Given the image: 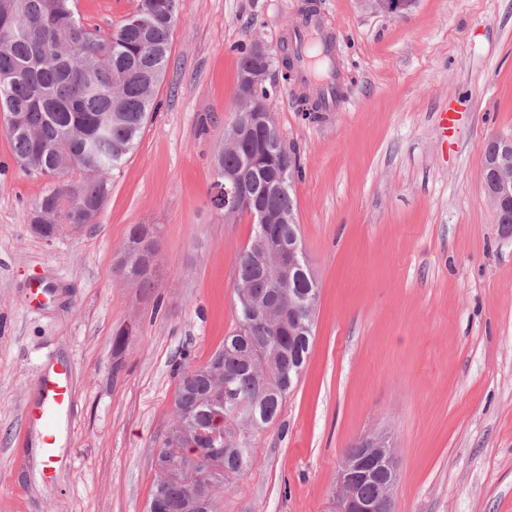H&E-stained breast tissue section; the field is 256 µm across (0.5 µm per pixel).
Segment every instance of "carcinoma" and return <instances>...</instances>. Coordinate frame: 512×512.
Here are the masks:
<instances>
[{"label":"carcinoma","instance_id":"1","mask_svg":"<svg viewBox=\"0 0 512 512\" xmlns=\"http://www.w3.org/2000/svg\"><path fill=\"white\" fill-rule=\"evenodd\" d=\"M178 0H138L136 10L104 32L82 22L75 0H0V112L16 159L41 174L69 164L68 179L37 201L35 224L87 223L88 211L108 199L109 173L133 152L155 108L171 49ZM264 133L234 147H219L216 159L227 174L258 156L255 179L284 177L281 191L263 199L274 214L297 211L292 184L296 150L280 143L260 154ZM267 230L253 225L236 259V323L206 361L178 365L174 393L175 430L198 441L196 428L224 418L223 469L216 483L248 471L257 460L252 433L279 416L310 358L311 317L319 300L309 265L292 280L266 274ZM159 249L154 228L136 224L117 263L139 288L153 284L148 256ZM185 483L153 485L155 512H175L189 496Z\"/></svg>","mask_w":512,"mask_h":512}]
</instances>
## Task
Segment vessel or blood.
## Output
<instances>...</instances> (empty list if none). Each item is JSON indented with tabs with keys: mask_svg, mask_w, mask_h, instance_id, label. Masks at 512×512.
I'll list each match as a JSON object with an SVG mask.
<instances>
[{
	"mask_svg": "<svg viewBox=\"0 0 512 512\" xmlns=\"http://www.w3.org/2000/svg\"><path fill=\"white\" fill-rule=\"evenodd\" d=\"M299 56L295 61L297 78L313 95L322 98L326 110H336L341 99L338 74L319 80L310 66L311 59L335 63L336 30L321 13L304 15L301 24L291 35ZM37 397L30 409L29 419L39 431L40 448L47 463H54L56 443L61 422L68 417L73 402L68 368L51 363L39 374Z\"/></svg>",
	"mask_w": 512,
	"mask_h": 512,
	"instance_id": "1",
	"label": "vessel or blood"
}]
</instances>
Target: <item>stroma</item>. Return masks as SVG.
I'll list each match as a JSON object with an SVG mask.
<instances>
[{"mask_svg":"<svg viewBox=\"0 0 512 512\" xmlns=\"http://www.w3.org/2000/svg\"><path fill=\"white\" fill-rule=\"evenodd\" d=\"M314 1L339 35L333 112L299 111L282 77L307 0H179L158 110L82 231L34 232L50 183L0 129V512H146L173 368L205 361L236 322L252 221L225 222L210 199L254 41L274 56L266 82L302 169L320 299L309 362L219 512H330L346 448L380 433L399 459L395 512H512V235L480 184L489 141L512 137V0H416L403 17ZM136 6L77 0L103 27ZM137 224L158 231L150 288L116 272ZM39 281L52 291L37 299ZM51 362L67 365L74 404L50 471L28 407Z\"/></svg>","mask_w":512,"mask_h":512,"instance_id":"obj_1","label":"stroma"}]
</instances>
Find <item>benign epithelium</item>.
Returning <instances> with one entry per match:
<instances>
[{
    "label": "benign epithelium",
    "mask_w": 512,
    "mask_h": 512,
    "mask_svg": "<svg viewBox=\"0 0 512 512\" xmlns=\"http://www.w3.org/2000/svg\"><path fill=\"white\" fill-rule=\"evenodd\" d=\"M366 3L377 13L402 17L410 11L415 0H366ZM251 48L257 66L242 75L239 106L224 132L225 140L232 143L245 139L258 125L268 130L276 128L274 112L267 109L256 95V90L266 81L270 53L260 42L252 43ZM493 143L498 151L489 155L482 168L481 184L493 210L501 213L512 209V140L495 139ZM217 185L218 191L214 199L217 205L224 206L225 212L235 211L250 203L244 178H226L217 181ZM251 218L259 224H270L274 221L280 224L298 223V217L292 211L273 216L257 204L252 207ZM303 256L301 245H289L288 252L280 255L275 262L274 276L281 279L292 276L301 267ZM356 447L364 448L366 452L357 459H343L337 474L333 512H394L393 490L398 479V459L392 451V444L383 435H370L360 438ZM380 454L384 456L387 477L380 494L368 500L360 495L358 483L371 475L366 460ZM153 464L155 470L161 474L163 482L183 481L191 484L192 493L182 505L185 512H202L207 508V487L211 478L202 466L198 449L184 448L180 459L169 460L162 456V449L157 448L154 451Z\"/></svg>",
    "instance_id": "benign-epithelium-1"
}]
</instances>
